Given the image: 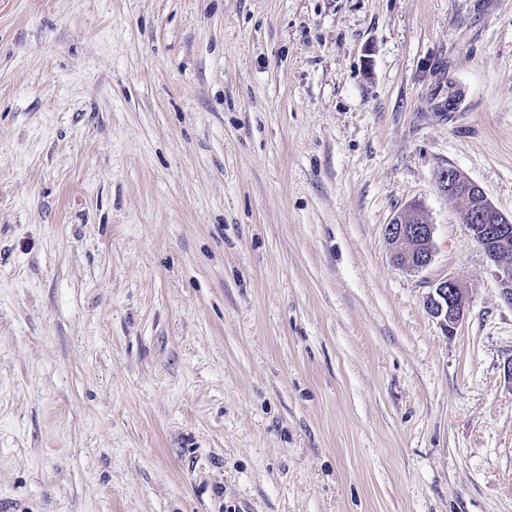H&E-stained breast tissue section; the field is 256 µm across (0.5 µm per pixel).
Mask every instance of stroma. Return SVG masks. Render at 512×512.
Listing matches in <instances>:
<instances>
[{
  "mask_svg": "<svg viewBox=\"0 0 512 512\" xmlns=\"http://www.w3.org/2000/svg\"><path fill=\"white\" fill-rule=\"evenodd\" d=\"M444 167L512 214V0H0V512H512ZM407 217L387 226L393 262L407 270L426 268L433 259L434 225L425 221L418 204H410ZM468 304V290L453 277L439 280L427 296L426 306L432 317L448 333L462 319Z\"/></svg>",
  "mask_w": 512,
  "mask_h": 512,
  "instance_id": "35a3bbf8",
  "label": "stroma"
}]
</instances>
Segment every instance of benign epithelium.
Here are the masks:
<instances>
[{
  "instance_id": "benign-epithelium-1",
  "label": "benign epithelium",
  "mask_w": 512,
  "mask_h": 512,
  "mask_svg": "<svg viewBox=\"0 0 512 512\" xmlns=\"http://www.w3.org/2000/svg\"><path fill=\"white\" fill-rule=\"evenodd\" d=\"M436 181L455 200L476 201L475 211L465 215L468 230L495 268L504 302L512 306V250L506 248L507 241L512 239V216L500 212L479 185L455 169L439 171ZM407 212V217L395 218L387 226L392 258L401 268L421 270L433 259L434 225L423 219L416 203L409 205ZM467 304V288L452 277L439 280L426 300L430 315L447 332L462 319Z\"/></svg>"
}]
</instances>
